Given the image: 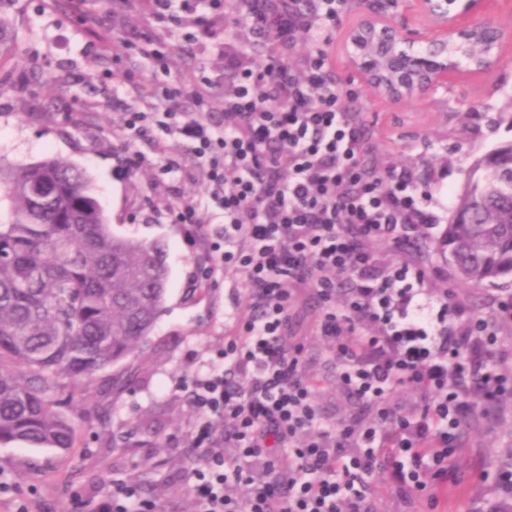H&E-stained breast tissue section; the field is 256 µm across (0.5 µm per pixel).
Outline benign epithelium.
<instances>
[{"label": "benign epithelium", "instance_id": "benign-epithelium-1", "mask_svg": "<svg viewBox=\"0 0 512 512\" xmlns=\"http://www.w3.org/2000/svg\"><path fill=\"white\" fill-rule=\"evenodd\" d=\"M490 0H418L429 20L424 31L397 26L378 14H367L345 33V51L351 64L369 85H378L381 63L409 86L394 89L386 98L402 103L416 96L433 95L448 88V77L467 70L493 67L506 42L512 43V27L496 22L487 12ZM479 36L492 58L472 66L465 57H448V43Z\"/></svg>", "mask_w": 512, "mask_h": 512}]
</instances>
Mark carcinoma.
I'll return each mask as SVG.
<instances>
[{"label": "carcinoma", "instance_id": "cac0c4a2", "mask_svg": "<svg viewBox=\"0 0 512 512\" xmlns=\"http://www.w3.org/2000/svg\"><path fill=\"white\" fill-rule=\"evenodd\" d=\"M455 203L440 249L463 287L512 273V143L480 157ZM54 194L39 199L35 186ZM0 443L76 446L69 413L107 424L76 391L134 355L166 300L163 245L112 233L85 170L59 157L22 167L0 161Z\"/></svg>", "mask_w": 512, "mask_h": 512}]
</instances>
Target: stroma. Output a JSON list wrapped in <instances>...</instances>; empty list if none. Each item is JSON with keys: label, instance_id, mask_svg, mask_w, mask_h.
I'll use <instances>...</instances> for the list:
<instances>
[{"label": "stroma", "instance_id": "obj_1", "mask_svg": "<svg viewBox=\"0 0 512 512\" xmlns=\"http://www.w3.org/2000/svg\"><path fill=\"white\" fill-rule=\"evenodd\" d=\"M151 9L150 0H129L100 13L89 29L78 22L71 0H0V17L17 38L15 54L0 59V161L27 165L59 156L83 167L113 232L160 241L169 267L165 308L134 362L135 382L111 388L107 369L84 393L87 406L111 403L110 425L74 417L78 443L67 452L0 444V484L11 489L0 495V512H14L18 498L34 512H85L116 479L138 483L158 512H195L191 487L201 458L189 385L214 360L234 328L233 313L247 305L248 296L240 274L219 267L210 249L223 217H212L200 231L174 218L178 203L202 192L201 179H170L149 140L128 139L126 113L147 110L148 102L102 79L111 62L88 49L93 35L106 37L115 48L125 29L150 27ZM366 10L361 4L340 15L325 47L332 60L328 78L343 92L346 111L359 113L376 165L406 169L426 197L433 221L417 233V255L428 271L422 302L436 307L449 291L473 314L494 316L498 303L512 299V275L459 287L437 240L475 160L512 140V44L502 47L491 69L451 76L437 94L394 103L369 92L344 50L346 30ZM240 15L238 0H227L221 21L227 36L253 65L267 64L270 42L240 24ZM151 29L174 77L205 68L216 82L211 109L222 111L224 87L231 81L223 54L186 40L181 26ZM128 150L143 154L145 163L125 167ZM320 311L311 289H303L292 310L291 333L305 347L306 374L316 384L321 414L334 428L370 422L374 409L345 392L330 344L315 330ZM509 448L512 395L490 410L474 402L454 450L456 481L438 506L398 497L389 472L382 470L371 479L376 512H492L512 499L495 463Z\"/></svg>", "mask_w": 512, "mask_h": 512}]
</instances>
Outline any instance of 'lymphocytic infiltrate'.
<instances>
[{
  "label": "lymphocytic infiltrate",
  "mask_w": 512,
  "mask_h": 512,
  "mask_svg": "<svg viewBox=\"0 0 512 512\" xmlns=\"http://www.w3.org/2000/svg\"><path fill=\"white\" fill-rule=\"evenodd\" d=\"M223 5L153 0L152 20H180L190 40L210 39L207 11ZM121 43L153 62L151 109L127 113L128 137L150 138L167 174L183 170L167 156L169 138L182 139L203 172L206 201L182 202L176 219L201 223L204 205L223 214L213 250L242 274L249 297L218 362L193 381L204 461L192 487L196 512H374L368 481L386 465L402 498L425 490L426 473L447 485L467 384L491 399L512 379L489 363L497 344L490 320L447 297L440 318L425 315V270L406 260L377 266L372 245L404 249L430 216L410 175L368 161L365 131L327 78L328 54L318 51L302 72L284 61L253 69L226 54L235 78L215 120L204 72L173 77L165 54L139 29L125 30ZM183 95L191 111L180 108ZM343 276L350 288L340 311L334 300ZM304 288L324 304L320 335L347 338L336 354L345 389L381 415V424L357 432L352 454L343 451L347 433L323 429L314 385L303 376L302 347L289 338L291 310ZM362 321L373 335L358 332ZM405 385L430 393L411 419L387 405ZM91 512L155 506L135 483L116 481Z\"/></svg>",
  "instance_id": "lymphocytic-infiltrate-1"
}]
</instances>
